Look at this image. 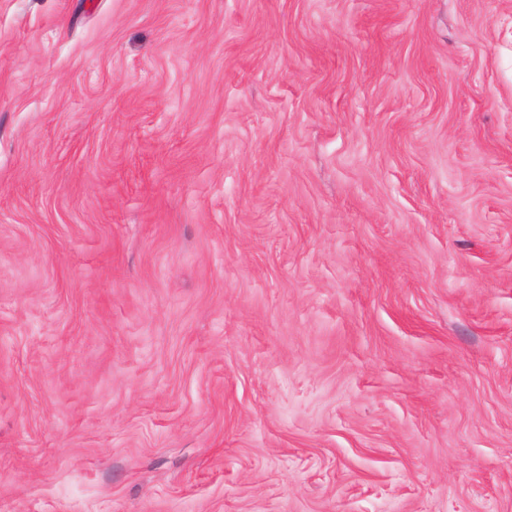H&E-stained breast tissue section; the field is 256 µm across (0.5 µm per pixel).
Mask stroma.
<instances>
[{
  "label": "stroma",
  "instance_id": "1",
  "mask_svg": "<svg viewBox=\"0 0 512 512\" xmlns=\"http://www.w3.org/2000/svg\"><path fill=\"white\" fill-rule=\"evenodd\" d=\"M0 512H512V0H0Z\"/></svg>",
  "mask_w": 512,
  "mask_h": 512
}]
</instances>
